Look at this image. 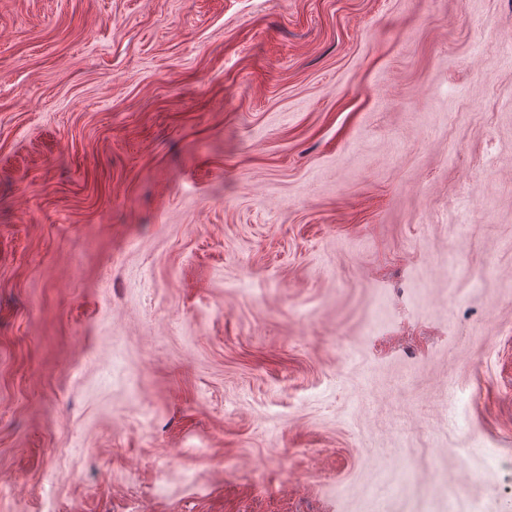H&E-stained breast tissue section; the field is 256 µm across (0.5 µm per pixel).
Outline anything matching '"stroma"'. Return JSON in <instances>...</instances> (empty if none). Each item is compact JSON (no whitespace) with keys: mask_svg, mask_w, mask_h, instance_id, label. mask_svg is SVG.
Instances as JSON below:
<instances>
[{"mask_svg":"<svg viewBox=\"0 0 512 512\" xmlns=\"http://www.w3.org/2000/svg\"><path fill=\"white\" fill-rule=\"evenodd\" d=\"M512 460V0H0V512H486Z\"/></svg>","mask_w":512,"mask_h":512,"instance_id":"obj_1","label":"stroma"}]
</instances>
